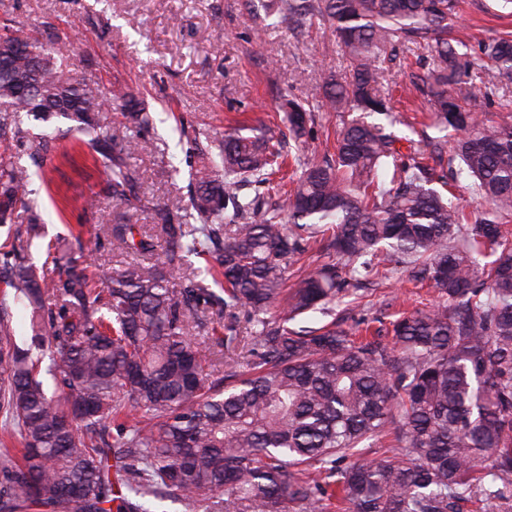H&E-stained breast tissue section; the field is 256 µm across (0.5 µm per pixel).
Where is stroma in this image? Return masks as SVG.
<instances>
[{"mask_svg": "<svg viewBox=\"0 0 512 512\" xmlns=\"http://www.w3.org/2000/svg\"><path fill=\"white\" fill-rule=\"evenodd\" d=\"M459 9L460 34L470 45L512 32V15L502 12L498 0H460ZM4 25L71 49L78 80L105 92L129 86L150 112L149 126L129 131L142 145L132 159L139 186L127 207L140 233L155 235L151 214L157 204L167 203L176 213L187 205L190 171L215 158L217 139L229 123L279 121L280 94L315 108L305 157L322 158L334 142L340 117L324 108L323 83L331 73L346 80L350 67L322 22L300 33L277 22L261 30L246 0H0ZM386 67L395 130L422 140L429 106L410 91L413 75L422 71L418 57L404 52ZM189 126L205 129L206 137L182 135ZM12 152L31 174L52 179L37 197L48 235L80 231L97 237L94 258L102 270L127 259V251L112 241L114 203L86 145L74 137L60 140L43 159L30 139L13 143ZM93 192L98 204L85 209L84 199ZM364 288L360 305L338 301L334 316L313 313L298 318L296 327L333 320L353 331L438 302L433 289L395 277L366 281Z\"/></svg>", "mask_w": 512, "mask_h": 512, "instance_id": "obj_1", "label": "stroma"}]
</instances>
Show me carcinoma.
Returning <instances> with one entry per match:
<instances>
[{
  "label": "carcinoma",
  "mask_w": 512,
  "mask_h": 512,
  "mask_svg": "<svg viewBox=\"0 0 512 512\" xmlns=\"http://www.w3.org/2000/svg\"><path fill=\"white\" fill-rule=\"evenodd\" d=\"M456 15V0H260L259 26L326 20L351 61L350 81L325 82L328 106L352 114L334 152L293 158L285 208L243 193L270 185L287 166V138L309 133L313 109L281 95L280 122L224 131L222 173H190L184 221L154 209L163 245L119 216L112 239L137 258L102 274L81 236L46 239L28 170L4 147L0 227L23 214L27 224L0 244L10 288L0 296V417L23 442L19 457L0 455V512H154L167 498L182 512H512V120L480 119L453 95L485 58L496 85H512V38L474 50L448 37ZM0 43L20 46L0 55V135L27 139L24 116L65 126L94 152L112 197L129 201L138 144L127 126L100 123L101 91L53 44ZM414 47L428 61L412 87L434 115L431 165L404 159L388 130L385 55ZM113 97L130 124H149L130 89ZM450 130L462 133L458 170L490 205L473 220L437 188L448 185L435 165ZM318 236L326 260L288 288L284 261ZM159 246L164 259L145 261ZM196 257L217 264L224 288L195 278L169 288ZM344 268L376 280L403 270L440 301L391 322L390 346L334 325L292 328L345 291ZM15 305L33 339L51 337L44 368L15 343ZM210 313L224 319L220 379L189 336ZM391 429L393 454H357Z\"/></svg>",
  "instance_id": "obj_1"
}]
</instances>
